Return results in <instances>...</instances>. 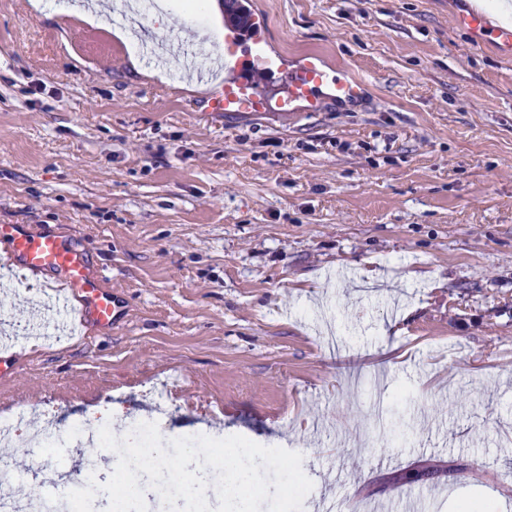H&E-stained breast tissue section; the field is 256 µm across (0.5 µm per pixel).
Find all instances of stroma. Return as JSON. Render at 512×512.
Returning a JSON list of instances; mask_svg holds the SVG:
<instances>
[{
  "label": "stroma",
  "mask_w": 512,
  "mask_h": 512,
  "mask_svg": "<svg viewBox=\"0 0 512 512\" xmlns=\"http://www.w3.org/2000/svg\"><path fill=\"white\" fill-rule=\"evenodd\" d=\"M45 2L0 0V224L87 250L126 318L44 339L38 286L0 299V413H55V446L0 450L14 493L47 459L114 471L69 435L125 437L157 411L142 385L173 381L163 440L300 453L303 512H512V53L457 26L472 0H246L269 56L364 87L288 115L209 112L212 85L150 54L204 23L223 45V12L151 9L130 50L108 12ZM411 469L434 475L393 482Z\"/></svg>",
  "instance_id": "1"
}]
</instances>
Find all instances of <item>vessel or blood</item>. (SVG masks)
I'll return each mask as SVG.
<instances>
[{
	"instance_id": "vessel-or-blood-1",
	"label": "vessel or blood",
	"mask_w": 512,
	"mask_h": 512,
	"mask_svg": "<svg viewBox=\"0 0 512 512\" xmlns=\"http://www.w3.org/2000/svg\"><path fill=\"white\" fill-rule=\"evenodd\" d=\"M457 21L476 43L492 42L512 52V27L492 25L484 13L475 10L459 12ZM249 39L262 41L261 21H253L248 33L225 26L224 79L209 99V111L313 112L325 94H332L340 102H350L363 92L361 82L330 71L315 54L289 68L284 82L264 87L256 81V72L274 71L278 64L263 55L250 54L245 47ZM169 54L184 71L200 79L209 77V69L199 64L198 52L183 41H170ZM0 242L7 246L0 266L21 278L38 281L46 296L43 314L53 320V332L65 331L73 318L109 330L122 325L124 315L116 297L106 287L103 275L92 270L86 254L75 245L53 234L34 232L24 224H0Z\"/></svg>"
}]
</instances>
